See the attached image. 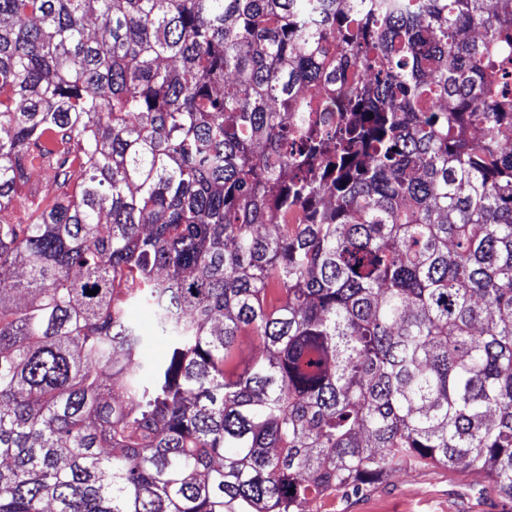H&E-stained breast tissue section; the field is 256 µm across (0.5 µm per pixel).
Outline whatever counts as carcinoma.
<instances>
[{"label":"carcinoma","mask_w":512,"mask_h":512,"mask_svg":"<svg viewBox=\"0 0 512 512\" xmlns=\"http://www.w3.org/2000/svg\"><path fill=\"white\" fill-rule=\"evenodd\" d=\"M434 465L512 501V0H0V512Z\"/></svg>","instance_id":"obj_1"}]
</instances>
